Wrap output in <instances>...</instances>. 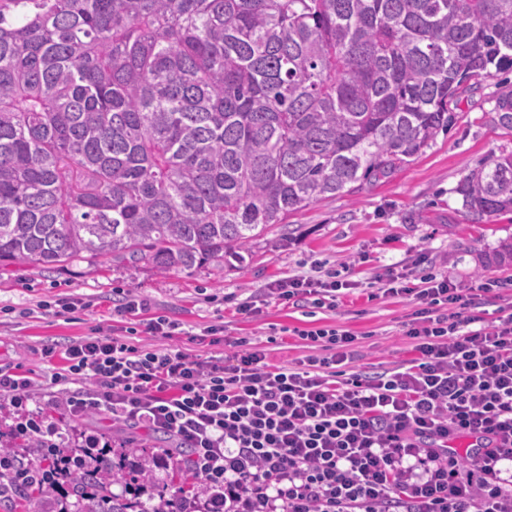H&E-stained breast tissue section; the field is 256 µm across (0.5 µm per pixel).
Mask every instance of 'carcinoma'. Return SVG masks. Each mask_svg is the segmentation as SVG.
Returning <instances> with one entry per match:
<instances>
[{"mask_svg":"<svg viewBox=\"0 0 512 512\" xmlns=\"http://www.w3.org/2000/svg\"><path fill=\"white\" fill-rule=\"evenodd\" d=\"M509 68L512 0H0V262L231 271L288 215L410 164ZM493 121L512 133V92ZM455 193L474 223L512 213V151ZM50 452L72 491L30 486L21 512H183L197 483L166 448Z\"/></svg>","mask_w":512,"mask_h":512,"instance_id":"1","label":"carcinoma"}]
</instances>
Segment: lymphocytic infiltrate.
Instances as JSON below:
<instances>
[{
  "mask_svg": "<svg viewBox=\"0 0 512 512\" xmlns=\"http://www.w3.org/2000/svg\"><path fill=\"white\" fill-rule=\"evenodd\" d=\"M382 280L385 295L416 305L405 334L418 357L405 370L348 372L355 338L329 326L300 330L313 353L294 367L267 365L244 337L200 358L99 328L64 348L70 388L0 366V396L21 412L12 433L57 436L49 406L170 435L211 491L206 512H512V313L485 321L474 295L433 273L390 267ZM345 287L328 272L265 296L331 309ZM3 470L15 488L68 478L58 457L19 468L1 449Z\"/></svg>",
  "mask_w": 512,
  "mask_h": 512,
  "instance_id": "f902f5d3",
  "label": "lymphocytic infiltrate"
}]
</instances>
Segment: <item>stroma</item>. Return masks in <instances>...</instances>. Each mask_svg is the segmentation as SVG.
I'll list each match as a JSON object with an SVG mask.
<instances>
[{
	"label": "stroma",
	"instance_id": "1",
	"mask_svg": "<svg viewBox=\"0 0 512 512\" xmlns=\"http://www.w3.org/2000/svg\"><path fill=\"white\" fill-rule=\"evenodd\" d=\"M509 91L511 70L475 80L454 109L453 125L409 165L386 182L290 214L287 224L268 231L254 259L236 270L220 275L205 265L160 272L148 264L132 268L103 258L63 269L27 259L0 262V365L50 379L66 364L63 347L68 341L109 326L141 347L179 348L206 357L222 355L226 343L244 337L276 367L306 355L298 330L331 326L355 336L357 370L381 372L416 357L412 339L403 334L413 304L375 294L378 274L392 264L446 275L466 293L485 280L501 281L499 297L476 310L495 319L498 307L512 301V264L487 267L482 260L512 237V216L471 223L455 188L491 154L512 150V134L493 121L498 96ZM327 270L353 285L332 311L272 302L247 317L224 302L228 295L241 300L261 296L281 278ZM122 290L149 300L152 314L175 321L173 336L151 335L138 319L117 316L113 307ZM60 298L81 299L86 307L61 316L43 309V302ZM211 325L221 328L220 344L202 337ZM46 347L53 348L52 357L43 356ZM62 431L75 441L95 432L116 445L129 436L126 426L97 413L65 421Z\"/></svg>",
	"mask_w": 512,
	"mask_h": 512
}]
</instances>
